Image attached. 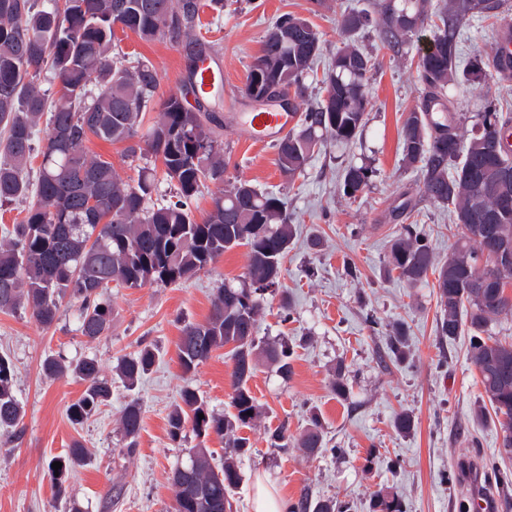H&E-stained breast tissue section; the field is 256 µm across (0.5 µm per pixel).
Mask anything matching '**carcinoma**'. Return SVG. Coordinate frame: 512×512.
<instances>
[{"instance_id": "carcinoma-1", "label": "carcinoma", "mask_w": 512, "mask_h": 512, "mask_svg": "<svg viewBox=\"0 0 512 512\" xmlns=\"http://www.w3.org/2000/svg\"><path fill=\"white\" fill-rule=\"evenodd\" d=\"M224 7V0H0V206L24 203L25 216L4 229L0 244V310L30 309L49 328L59 319L64 301L79 303L78 329L95 340L112 328L114 311L107 297L112 285L142 288L183 283L235 247L248 248V283L216 288L211 311L201 323H188L177 344L182 369L191 373L220 347L231 346L230 405L226 415L210 409L200 394L186 388L168 414V437L181 443L192 433L204 440L226 438L224 462L214 467L211 452L198 446L175 466L173 512H224L231 505L242 475L238 460L248 439L235 435L250 426L261 407L248 386L261 361L284 377L292 373L294 351L285 342L255 336L260 296L279 286L283 262L296 234L283 198L246 182L224 187V145L217 129L224 127L194 93L192 79L155 107L159 80L154 67L142 61L126 66L117 56L116 24L140 39H188L189 55L202 49L193 33L200 9ZM497 0H384L381 15L343 11L336 29L343 46L323 71L321 91L301 113L294 127L275 144L276 164L293 181L316 148L326 140L348 144L359 138L368 116L367 74L371 58L355 45V37L372 25L400 49L406 36L433 23L432 47L419 56L424 94L400 131L402 160L418 171L423 196L448 208L462 236L448 258L440 260L427 235L416 224H403L391 239L388 271L410 286L437 275V334L454 339L471 332L468 360L502 432L503 449L512 455V342L489 334L494 318L512 315V150L504 136L512 117L485 100L474 114L471 135L465 117L439 112L429 118L428 103L445 104L461 85L476 82L493 68L482 54L460 65V20L470 13L490 14ZM322 50L320 32L307 20L285 14L267 29L260 55L252 63L245 92L256 100L287 96L306 101L307 80ZM49 76V86L39 82ZM156 112L146 132V113ZM49 132L38 146V126ZM194 132L195 142L180 136ZM95 136L128 143L130 156L161 161L174 187L173 199L147 206L154 187L150 168L137 184L124 181L112 163L91 156L84 143ZM42 157L36 182L27 165L34 151ZM372 169L351 164L344 169L339 191L354 199L368 186ZM207 182L220 185L212 209L202 222L191 211L192 200ZM404 330L389 337L388 355L406 356ZM155 353L145 345L121 357L117 377L131 391L149 373ZM46 376L70 375L85 383L81 397L67 408L72 424L84 423L112 397V383L100 377L91 357L66 363L44 359ZM16 370L0 356V431L17 433L24 410L15 394ZM204 418H199V414ZM126 453L137 447L142 407L135 397L120 418ZM308 458L327 451L319 418L295 440ZM86 460L76 441L63 456L52 458L62 468L50 470L58 493L75 467ZM368 512H403L401 497L377 491ZM289 512H349L334 497L304 495Z\"/></svg>"}]
</instances>
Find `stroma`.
<instances>
[{
  "label": "stroma",
  "mask_w": 512,
  "mask_h": 512,
  "mask_svg": "<svg viewBox=\"0 0 512 512\" xmlns=\"http://www.w3.org/2000/svg\"><path fill=\"white\" fill-rule=\"evenodd\" d=\"M382 0H226L223 11L202 8L197 36L209 58L224 62L225 99L213 103L218 114L231 111L227 96L242 93L268 25L291 13L307 18L334 53L341 39L337 15L348 7L379 13ZM512 19V0H502L498 16L468 18L461 27L463 53L492 54L501 18ZM432 37L431 28L411 33L393 52L378 29L361 33L358 43L372 58L368 74V122L360 139L347 145L327 143L315 152L294 181L280 173L275 151L239 139L223 128L225 183L247 181L285 198L298 234L283 265L277 291L261 302L258 334L288 340L295 350L292 373L281 377L275 367L259 363L248 385L262 407L252 426L240 429L250 450L241 457L242 481L232 498V512H250L257 475L267 474L286 503L302 495L334 496L350 503L351 512H367L373 492L391 490L405 512H460L467 499L459 477L462 463L475 465L482 484L504 492L498 512H512V459L500 458L502 434L493 413L483 419V388L467 359L468 334L448 340L436 333L438 305L433 281L407 286L387 272L388 246L400 225L414 222L431 235L438 257L455 243L457 227L446 208L425 199L416 170L402 163L399 131L408 113L422 100L418 57ZM118 49L126 60L149 61L155 68L158 98L178 92L188 75L187 51L167 40L145 42L118 32ZM498 102L512 113V79L489 72L478 83L461 86L453 109L472 113L477 98ZM366 164L374 174L358 198L339 193L342 170ZM412 210L396 215L403 200ZM321 245L309 249V236ZM357 269L345 273L346 265ZM246 247L225 252L217 262L186 282L143 288L112 287L116 317L108 335L81 336L73 306L65 305L51 328L30 312L0 311V355L13 363L15 390L25 415L17 436L0 437V512H173L169 476L187 457V447L167 435L168 414L185 387L195 388L218 413L230 412L232 362L219 348L190 374L178 359L181 329L208 316L214 288L236 286L247 275ZM289 301L290 319L281 303ZM407 329V360L399 364L387 353L397 325ZM153 345L155 364L135 391L115 381L119 358ZM68 361L96 358L102 376L112 379V399L83 424H72L67 406L77 400L83 383L72 377L46 378L45 357ZM344 367L346 399L336 398L331 382ZM143 410L142 430L134 454L121 450L120 414L131 396ZM411 413L414 428L398 433L394 419ZM317 414L335 454L311 460L296 448L270 446L268 434L286 427L289 438L306 429ZM81 442L86 461L71 473L65 494H58L47 465Z\"/></svg>",
  "instance_id": "stroma-1"
}]
</instances>
